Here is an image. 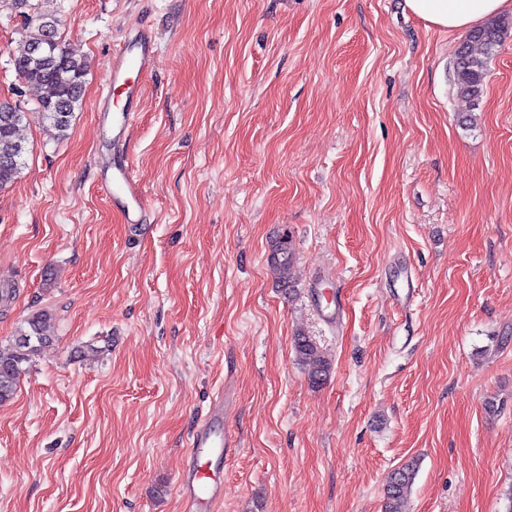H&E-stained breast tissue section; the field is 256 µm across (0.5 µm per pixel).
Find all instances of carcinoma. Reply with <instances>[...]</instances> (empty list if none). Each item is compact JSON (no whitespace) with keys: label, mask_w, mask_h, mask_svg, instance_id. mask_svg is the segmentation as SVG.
Wrapping results in <instances>:
<instances>
[{"label":"carcinoma","mask_w":512,"mask_h":512,"mask_svg":"<svg viewBox=\"0 0 512 512\" xmlns=\"http://www.w3.org/2000/svg\"><path fill=\"white\" fill-rule=\"evenodd\" d=\"M24 18V33L11 57L18 76L40 90L38 108L42 119L64 137L73 114L82 106L88 60L79 48L64 43L59 20L33 11L30 0H6ZM509 23L495 18L471 30L458 45L452 62L453 93L476 106L482 99L489 62L508 32ZM54 39L61 47L58 56L34 58V50ZM25 113L16 105L0 102V188L14 182L25 166L26 145L17 137ZM269 272L276 287L285 292L295 288L298 280L296 261L288 234L275 238L267 258ZM48 318L35 312L24 321L16 336L0 347V404L13 399L25 366L51 341L47 333ZM298 360L307 369L309 381L322 386L332 370V363L315 337L300 332L293 339ZM415 476V465L408 463L396 470L385 491V512H403Z\"/></svg>","instance_id":"1"}]
</instances>
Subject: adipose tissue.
I'll list each match as a JSON object with an SVG mask.
<instances>
[{
  "mask_svg": "<svg viewBox=\"0 0 512 512\" xmlns=\"http://www.w3.org/2000/svg\"><path fill=\"white\" fill-rule=\"evenodd\" d=\"M407 4L422 19L448 30H465L512 11V0H407Z\"/></svg>",
  "mask_w": 512,
  "mask_h": 512,
  "instance_id": "ef3b65f1",
  "label": "adipose tissue"
}]
</instances>
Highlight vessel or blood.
I'll use <instances>...</instances> for the list:
<instances>
[{
    "instance_id": "vessel-or-blood-1",
    "label": "vessel or blood",
    "mask_w": 512,
    "mask_h": 512,
    "mask_svg": "<svg viewBox=\"0 0 512 512\" xmlns=\"http://www.w3.org/2000/svg\"><path fill=\"white\" fill-rule=\"evenodd\" d=\"M157 66L153 32L147 28L138 29L133 40L124 43L112 55L110 64V86L122 90L128 103L112 129V143L119 146L125 142L127 132L136 114L130 105L142 92V79L152 75ZM105 193L118 196L125 206L126 221L139 223L147 211L142 189L130 167L122 157L112 161V178L101 185ZM224 397H217L210 415L198 425L189 439L187 448L193 461L192 467L182 480L183 495L187 512H207L210 504L221 496L224 486L210 479L199 461L205 456L218 458L229 456L235 443L230 435H219L216 425L222 420Z\"/></svg>"
}]
</instances>
